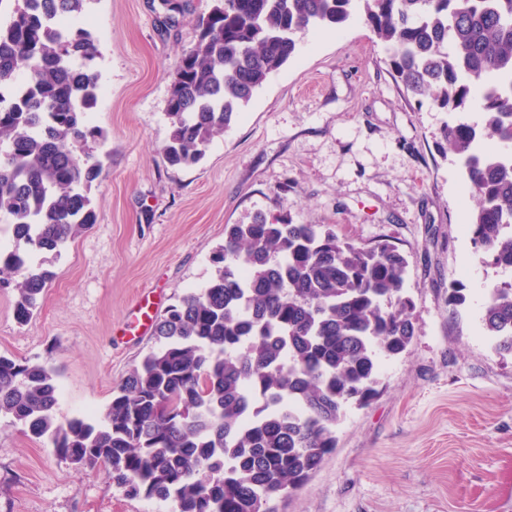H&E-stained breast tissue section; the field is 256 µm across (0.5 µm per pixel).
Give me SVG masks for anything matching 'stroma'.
Segmentation results:
<instances>
[{"label":"stroma","instance_id":"35a3bbf8","mask_svg":"<svg viewBox=\"0 0 512 512\" xmlns=\"http://www.w3.org/2000/svg\"><path fill=\"white\" fill-rule=\"evenodd\" d=\"M160 2L92 0L73 22L98 39L107 89L92 112L106 134L90 188L96 222L62 255H39L54 277L27 324L14 290L0 288V355L55 361L63 424L110 403L153 344L129 333L140 294L165 309L203 286L225 225L285 214L359 243L386 238L410 261L413 343L384 361L377 395L347 409L334 451L276 512H512V358L480 322L496 271L464 229L473 203L459 167L437 150L444 122L481 123L478 104L458 114L419 104L353 17L300 34L204 158L172 166L174 66L208 0H180L174 15ZM454 280L465 305L448 302ZM0 512L166 509L0 422Z\"/></svg>","mask_w":512,"mask_h":512}]
</instances>
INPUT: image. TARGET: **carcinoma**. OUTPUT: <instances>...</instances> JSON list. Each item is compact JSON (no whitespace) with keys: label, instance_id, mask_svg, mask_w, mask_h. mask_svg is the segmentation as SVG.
Listing matches in <instances>:
<instances>
[{"label":"carcinoma","instance_id":"1","mask_svg":"<svg viewBox=\"0 0 512 512\" xmlns=\"http://www.w3.org/2000/svg\"><path fill=\"white\" fill-rule=\"evenodd\" d=\"M9 2L0 211L13 246L0 253V284L17 292L25 323L52 276L34 256L61 254L95 223L87 190L102 163L89 142L105 133L89 120L97 39L64 26L91 0ZM354 14L412 95L447 112L479 100L482 124L446 123L438 148L458 159L476 202L470 239L500 275L486 289L484 334L512 357V0H211L175 63L166 160L198 163L294 54L297 34ZM212 264L205 287L156 318L154 346L101 415L57 422L54 362L0 355V420L170 512H272L336 448L347 407L378 393L380 360L412 344L409 260L386 239L367 246L325 224L258 214L224 228Z\"/></svg>","mask_w":512,"mask_h":512}]
</instances>
